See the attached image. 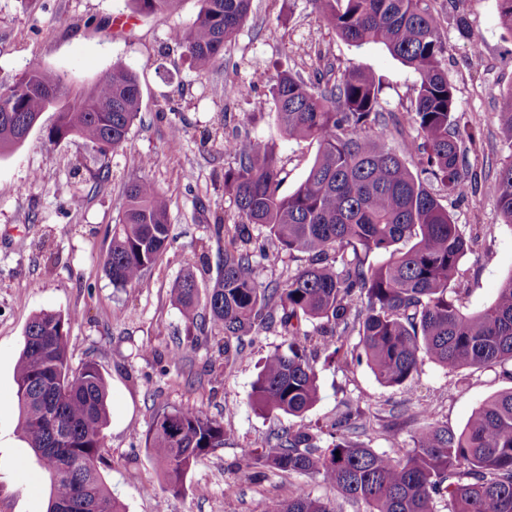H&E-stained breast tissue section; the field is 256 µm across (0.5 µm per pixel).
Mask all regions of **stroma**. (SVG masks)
Instances as JSON below:
<instances>
[{"instance_id":"stroma-1","label":"stroma","mask_w":512,"mask_h":512,"mask_svg":"<svg viewBox=\"0 0 512 512\" xmlns=\"http://www.w3.org/2000/svg\"><path fill=\"white\" fill-rule=\"evenodd\" d=\"M200 0H178L171 11L134 15L129 0H0V80L37 65L74 85H87L114 65L134 72L141 89L140 112L123 150L98 156L82 139L55 143L46 138L57 120L43 113L27 139L0 157V512H46L50 479L18 431L15 367L24 330L43 310L72 315L68 347L72 369L92 362L108 388L103 476L125 512H264L268 499H288L296 487L335 499L337 512H363L336 499L332 489L301 474L266 472L248 478L242 451L264 447L285 427L330 426L347 406L370 418L361 440L393 456L412 448L413 427L387 428L390 409L403 401L429 404L435 420L462 429L488 397L512 388L502 367L452 372L427 361L410 389L381 385L367 366L345 371L317 361L320 394L298 419L267 413L251 403L258 363L286 349L280 326L244 337L241 358L224 359V334L213 325L188 330L171 296L176 280L193 273L200 287L218 275L224 238L216 216L234 222L237 212L224 191V171L234 166L225 137L272 145L283 168L281 193L305 178L316 143L282 135L267 82L251 81L252 69L268 79L284 69L308 73L317 55L335 65H355L382 81L381 98L392 112L405 111L415 95L416 74L380 45L355 47L319 20L310 0H253V12L224 49L223 61L206 74L189 67L183 49L170 38L190 26ZM448 52L445 67L456 89L457 114L480 124L479 155L466 168L491 180L512 150L499 125L501 93L512 86V36L499 25L498 0H437ZM466 17L472 40L460 38L456 20ZM478 41L480 54L470 43ZM236 77L240 93L224 96ZM183 130L172 140L171 125ZM107 179H99L101 167ZM148 176L170 200L172 242L147 272L148 287H114L104 271L112 234L124 207V188ZM463 233L488 232L461 264L455 286L464 311L490 306L512 275V226L496 198L483 187L464 197L443 198ZM182 347L183 362L169 353ZM163 408L203 411L223 421V448L200 458L180 493L166 491L146 438Z\"/></svg>"}]
</instances>
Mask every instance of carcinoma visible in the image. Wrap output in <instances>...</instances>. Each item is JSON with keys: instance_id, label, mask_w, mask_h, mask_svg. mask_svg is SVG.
Wrapping results in <instances>:
<instances>
[{"instance_id": "1", "label": "carcinoma", "mask_w": 512, "mask_h": 512, "mask_svg": "<svg viewBox=\"0 0 512 512\" xmlns=\"http://www.w3.org/2000/svg\"><path fill=\"white\" fill-rule=\"evenodd\" d=\"M174 0H130L139 14L171 10ZM337 37L378 44L414 69L417 94L406 111H386L375 74L328 63L304 76L280 72L270 87L281 131L290 140H312L317 156L305 180L280 193L282 169L274 148L224 138L236 166L224 171V191L238 221L224 224L222 271L200 291L187 273L172 287L185 322L205 316L224 332V363L232 341L255 327L280 323L288 351L265 357L252 387L263 412L300 417L319 397L315 364L320 355L343 369L367 365L388 387L411 388L426 360L450 370L512 364V276L495 302L467 314L452 283L478 236H464L441 196L472 190L464 158L477 149L476 131L460 126L454 87L445 70L447 43L436 0H310ZM252 0H201L196 20L171 40L184 48L195 70H210L251 11ZM136 75L122 65L75 87L38 66L0 83V156L22 143L41 113L53 109L49 142L76 136L105 158L123 149L139 111ZM499 120L512 150V90L502 96ZM403 137V151L388 146ZM417 156L416 169L407 158ZM512 224V154L487 184ZM105 271L116 287H142L146 273L170 241L169 200L148 178L130 181ZM266 230L261 242L253 226ZM416 242L406 250L398 244ZM309 256L307 266L283 283L262 284L256 254ZM380 264L368 263L371 254ZM317 320L315 334L303 322ZM72 316L43 310L24 332L15 368L19 430L51 474L47 512L62 502L73 512H123L101 472L107 388L94 363L77 372L68 356ZM357 333L350 347L345 337ZM53 409L65 442L55 444L45 420ZM416 424L413 447L391 456L353 438L364 430V412L348 411L322 446L306 427L277 431L266 448H244L254 477L264 471L305 474L332 487L365 512H512V389L483 402L455 433L431 419L430 405L405 410ZM224 422L200 410L158 412L147 448L167 489L178 492L202 456L224 447ZM266 512H336L329 499L299 487L286 500L271 498Z\"/></svg>"}]
</instances>
